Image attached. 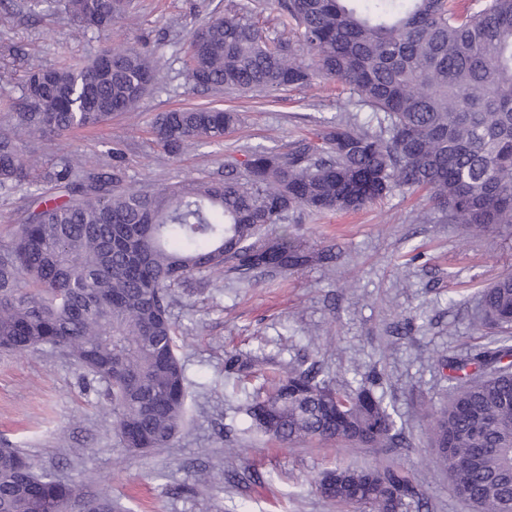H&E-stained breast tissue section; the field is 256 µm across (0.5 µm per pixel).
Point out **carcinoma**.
Wrapping results in <instances>:
<instances>
[{"instance_id": "cac0c4a2", "label": "carcinoma", "mask_w": 512, "mask_h": 512, "mask_svg": "<svg viewBox=\"0 0 512 512\" xmlns=\"http://www.w3.org/2000/svg\"><path fill=\"white\" fill-rule=\"evenodd\" d=\"M132 0H66L85 31L125 18ZM283 31L270 41L241 5L214 14L184 49L196 87L239 93L348 87L376 125L336 117L316 138L251 147L207 178L140 189L112 172L73 176L63 158L37 173L20 133L63 137L136 111L157 81L152 52L123 46L82 65L32 68L16 124L0 129V189L36 207L0 247V349H62L105 383L123 448L173 445L188 410L169 308L195 275L248 281L336 260V246H307L286 224L360 210L399 188L426 189L442 218L466 232L512 224V0L460 14L448 0H277ZM311 56L304 63L302 53ZM238 113L214 108L159 113L155 142L169 155L221 141ZM481 326L498 337L442 364L454 382L430 427L439 475L474 512H512V273L484 289ZM256 361L224 353V370L250 377ZM251 426L280 442L340 440L407 447L395 409L358 388L293 363L243 406ZM317 492L355 512H429L423 484L391 461L338 466ZM116 512L105 491L38 474L17 448L0 447V512Z\"/></svg>"}]
</instances>
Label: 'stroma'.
<instances>
[{
  "label": "stroma",
  "instance_id": "1",
  "mask_svg": "<svg viewBox=\"0 0 512 512\" xmlns=\"http://www.w3.org/2000/svg\"><path fill=\"white\" fill-rule=\"evenodd\" d=\"M133 2L131 19L105 33H83L64 0H43L33 12L23 0H0V127L13 124L30 64L81 62L111 46L145 44L160 65L139 111L61 138L24 136L26 152L40 164L68 156L78 168L108 172L117 151L125 187L139 189L223 170L250 147L280 148L312 136L325 117L371 118L338 83L246 96L192 89L183 47L201 20L225 13L229 0ZM193 106L234 109L242 122L223 141L165 155L152 135L155 116ZM432 209L427 192L396 189L358 212L296 225L309 245L340 248L334 267L249 283L196 276L174 288L170 317L189 415L172 447L141 454L122 448L104 384L49 348L24 356L0 351V440L22 449L36 472L89 494L109 490L125 512H344L316 492L313 478L339 464L379 466L392 458L423 481L431 512H471L437 475L428 428L450 397L441 360L481 345L479 292L512 273V224L465 236L454 224L418 221ZM230 350L258 360L261 376L242 381L225 372ZM302 360L354 386L376 372L375 392L395 407L407 448L392 456L333 440L288 444L250 429L242 406L264 373ZM246 472L251 480L240 481Z\"/></svg>",
  "mask_w": 512,
  "mask_h": 512
}]
</instances>
